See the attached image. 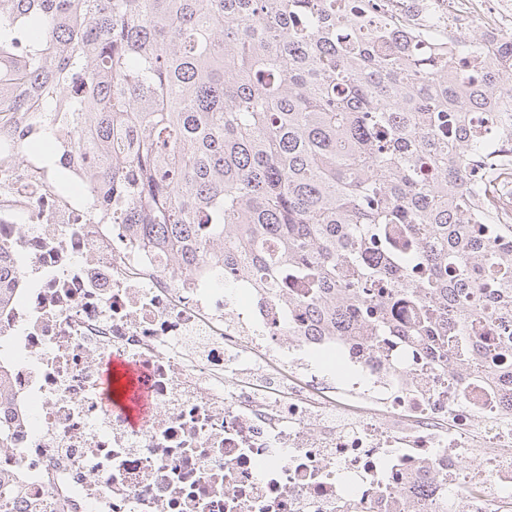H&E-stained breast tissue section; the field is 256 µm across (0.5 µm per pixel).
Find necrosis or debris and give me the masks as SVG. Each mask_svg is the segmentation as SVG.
Wrapping results in <instances>:
<instances>
[{"instance_id":"4bbe7bcc","label":"necrosis or debris","mask_w":512,"mask_h":512,"mask_svg":"<svg viewBox=\"0 0 512 512\" xmlns=\"http://www.w3.org/2000/svg\"><path fill=\"white\" fill-rule=\"evenodd\" d=\"M495 43L512 0H434ZM485 180L512 222V145ZM0 486L8 512H512V401L462 396L406 337L289 336L281 291L192 274L88 220L32 152L0 161ZM338 356L344 374L327 363ZM142 371L132 427L100 399L106 362Z\"/></svg>"}]
</instances>
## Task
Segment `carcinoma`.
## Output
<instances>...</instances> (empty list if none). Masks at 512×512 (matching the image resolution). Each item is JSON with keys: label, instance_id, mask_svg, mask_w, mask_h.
<instances>
[{"label": "carcinoma", "instance_id": "obj_1", "mask_svg": "<svg viewBox=\"0 0 512 512\" xmlns=\"http://www.w3.org/2000/svg\"><path fill=\"white\" fill-rule=\"evenodd\" d=\"M394 2L0 0V146L51 144L187 272L288 289L303 333L412 337L512 396V224L474 169L512 141V34Z\"/></svg>", "mask_w": 512, "mask_h": 512}]
</instances>
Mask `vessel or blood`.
I'll return each mask as SVG.
<instances>
[{
	"mask_svg": "<svg viewBox=\"0 0 512 512\" xmlns=\"http://www.w3.org/2000/svg\"><path fill=\"white\" fill-rule=\"evenodd\" d=\"M140 369L120 357L112 358L101 377L100 394L106 409L127 413L133 425H142L151 410L149 393L140 381Z\"/></svg>",
	"mask_w": 512,
	"mask_h": 512,
	"instance_id": "obj_1",
	"label": "vessel or blood"
}]
</instances>
